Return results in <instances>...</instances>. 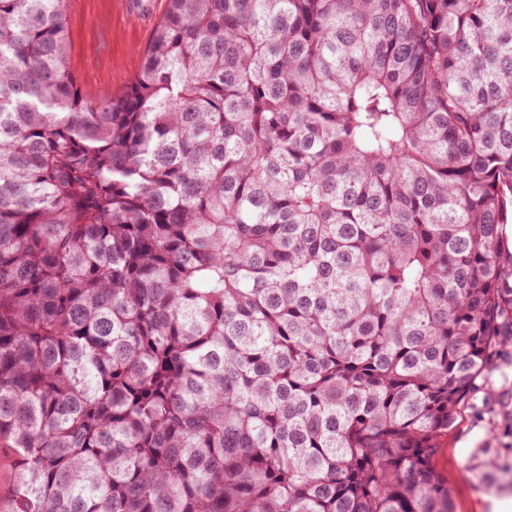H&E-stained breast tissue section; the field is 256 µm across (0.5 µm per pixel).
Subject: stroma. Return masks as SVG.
Returning a JSON list of instances; mask_svg holds the SVG:
<instances>
[{
  "label": "stroma",
  "instance_id": "1",
  "mask_svg": "<svg viewBox=\"0 0 512 512\" xmlns=\"http://www.w3.org/2000/svg\"><path fill=\"white\" fill-rule=\"evenodd\" d=\"M167 0H63L69 23V67L83 97L97 104L104 93L125 87L140 69ZM486 385L495 396L483 413L462 408L457 425L439 441L435 464L447 479L456 512H498L499 498L512 500V475L501 476L502 496L481 490L465 466L473 448L512 446V366L498 365Z\"/></svg>",
  "mask_w": 512,
  "mask_h": 512
}]
</instances>
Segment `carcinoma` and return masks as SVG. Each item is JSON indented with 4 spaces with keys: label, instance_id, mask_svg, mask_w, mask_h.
<instances>
[{
    "label": "carcinoma",
    "instance_id": "cac0c4a2",
    "mask_svg": "<svg viewBox=\"0 0 512 512\" xmlns=\"http://www.w3.org/2000/svg\"><path fill=\"white\" fill-rule=\"evenodd\" d=\"M510 222L512 0H167L95 107L0 0L10 512H454Z\"/></svg>",
    "mask_w": 512,
    "mask_h": 512
}]
</instances>
